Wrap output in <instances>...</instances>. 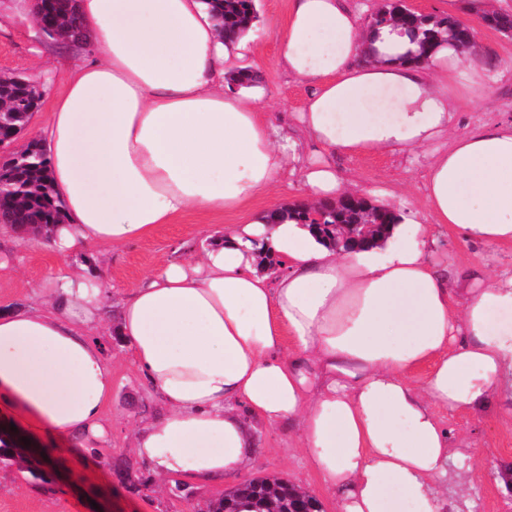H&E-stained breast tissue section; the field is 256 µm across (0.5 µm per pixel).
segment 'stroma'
Returning <instances> with one entry per match:
<instances>
[{"mask_svg":"<svg viewBox=\"0 0 512 512\" xmlns=\"http://www.w3.org/2000/svg\"><path fill=\"white\" fill-rule=\"evenodd\" d=\"M289 0H257L261 18L251 44L254 57L262 62L260 86L264 90L274 125H287L294 112L307 99L306 86L289 80L275 67L276 43L265 22L285 20ZM14 0H0V11L12 14L11 24L0 29V75L18 74L35 79L31 65L35 49L42 43L38 26L28 18L13 15ZM477 51L502 77L485 90V103L460 113L456 132L479 124L512 120V36L503 35L483 24H476ZM339 173L367 189L384 188L394 192L406 206L425 211L424 176L427 156L423 152L403 154L374 153L333 158ZM234 214L218 215L199 209L189 210L173 223L160 225L147 238L107 251L89 249L75 255L73 263L85 264L102 272L110 283L125 288L138 282L159 266L199 247L203 238L238 223ZM438 260L447 263L452 275L450 287H460L473 272L492 274L512 266V244L488 245L466 240L460 233H438ZM0 310L31 305L42 282L64 264L40 238L16 248L11 235L0 234ZM116 310H108L99 326L106 353L113 359L112 398L104 416L112 423L109 447L101 449L100 462L70 460L52 479L34 484L17 467L0 469V512H194L195 506L175 497L168 483L159 481L151 470L137 462L130 451L134 429L139 421L154 417L157 401L146 389L141 373L118 333ZM446 428L474 441L466 456L448 463V474L436 484L449 504V512H512V487L501 480L505 466L512 465V417L498 414L446 413ZM256 451L242 476L206 489L216 498L233 490L244 478L278 477L312 493L323 512H338L330 493L319 485L308 469L302 449L289 445L288 429L254 423ZM132 466L134 474L148 481L147 489L126 487L119 473Z\"/></svg>","mask_w":512,"mask_h":512,"instance_id":"35a3bbf8","label":"stroma"}]
</instances>
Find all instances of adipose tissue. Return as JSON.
I'll return each instance as SVG.
<instances>
[{
  "label": "adipose tissue",
  "mask_w": 512,
  "mask_h": 512,
  "mask_svg": "<svg viewBox=\"0 0 512 512\" xmlns=\"http://www.w3.org/2000/svg\"><path fill=\"white\" fill-rule=\"evenodd\" d=\"M86 39L36 138L65 221L60 258L150 236L193 208L243 213L211 246L114 289L87 266L49 278L34 305L0 311V410L60 458L99 456L112 361L93 339L111 297L119 334L164 411L131 452L160 478L213 486L244 471L253 421L287 426L340 512H446L433 483L454 449L440 412L512 415V270L448 286L430 225L512 242V122L455 133L490 67L454 42L427 62L407 29L365 23L350 0H290L270 21L277 67L310 88L276 128L238 78L259 69L203 0H78ZM432 154L426 210L395 208L372 247L341 252L288 210L356 192L330 157ZM259 195L271 207L250 209ZM278 262L262 268L261 257ZM429 372L422 383L413 374Z\"/></svg>",
  "instance_id": "obj_1"
}]
</instances>
